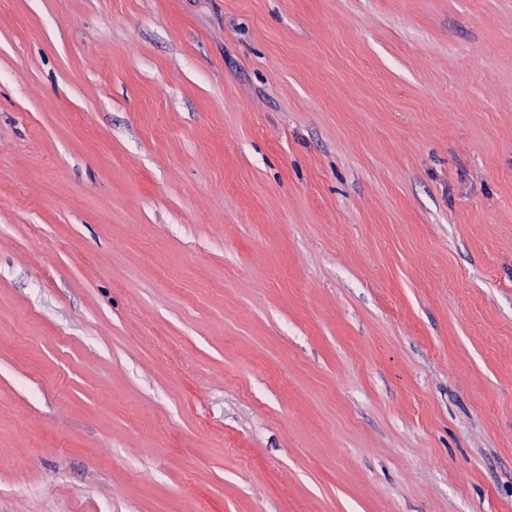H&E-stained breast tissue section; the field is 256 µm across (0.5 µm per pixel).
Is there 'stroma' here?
Masks as SVG:
<instances>
[{
    "instance_id": "1",
    "label": "stroma",
    "mask_w": 512,
    "mask_h": 512,
    "mask_svg": "<svg viewBox=\"0 0 512 512\" xmlns=\"http://www.w3.org/2000/svg\"><path fill=\"white\" fill-rule=\"evenodd\" d=\"M0 512H512V0H0Z\"/></svg>"
}]
</instances>
